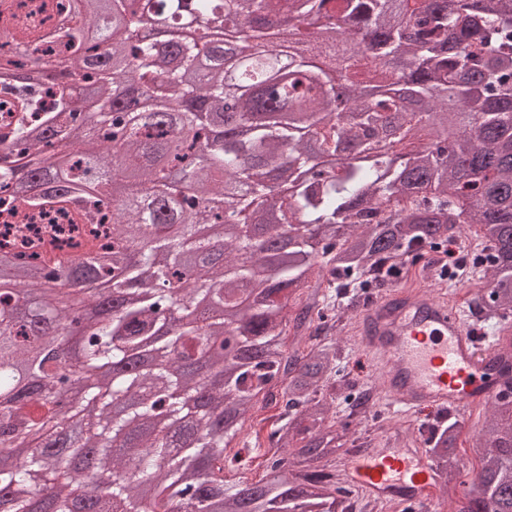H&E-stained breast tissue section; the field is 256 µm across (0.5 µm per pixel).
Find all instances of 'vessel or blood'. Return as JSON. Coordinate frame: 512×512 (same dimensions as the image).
<instances>
[{
  "instance_id": "obj_1",
  "label": "vessel or blood",
  "mask_w": 512,
  "mask_h": 512,
  "mask_svg": "<svg viewBox=\"0 0 512 512\" xmlns=\"http://www.w3.org/2000/svg\"><path fill=\"white\" fill-rule=\"evenodd\" d=\"M355 334L383 367L384 396L404 414L462 413L502 392L496 342L475 336L450 297L390 292L368 303ZM343 476L376 503L409 506L430 503L435 479L426 449L394 443L351 455Z\"/></svg>"
}]
</instances>
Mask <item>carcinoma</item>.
Here are the masks:
<instances>
[{
	"label": "carcinoma",
	"instance_id": "obj_1",
	"mask_svg": "<svg viewBox=\"0 0 512 512\" xmlns=\"http://www.w3.org/2000/svg\"><path fill=\"white\" fill-rule=\"evenodd\" d=\"M151 10L127 19L130 0H65L58 19L36 26L0 0V39L27 42L29 52L0 56V69L29 70L56 61L60 75L90 84L101 110L68 111L51 85L6 91L8 121L1 143L26 159L23 179L0 175V220L65 213L72 225L110 218L107 240L87 237L94 263L73 272L94 284L95 305L81 326L69 298H58L44 274L56 239L36 244L37 259L15 245L13 281L0 284V340L27 363L31 381L0 420L1 444L31 449L26 463L0 470L5 512H113L82 491L79 470L55 449H96L103 472L125 466V437L146 438L136 476L112 483L124 512H337L347 491L325 471L345 447L333 411L341 385L336 325L324 320L331 289L348 288L388 262L425 246L460 238L465 228L492 251L488 290L474 305L484 320L512 321V0H149ZM80 14L81 28L64 23ZM288 20L292 66L283 68L270 43L269 19ZM125 32L107 41L106 20ZM190 18L215 24L209 52L181 35ZM395 60L410 88L362 91L358 67L378 71ZM344 72L346 104L331 74ZM165 85L152 107L140 88ZM453 92V102L442 95ZM184 130L180 147L167 136ZM215 126L223 140L188 190L173 168L191 157ZM122 151L114 162L111 148ZM63 149L64 177L121 192L116 211L96 197L70 207L64 194L40 191L52 178L37 162ZM282 182L283 210L262 199ZM151 184L152 197L142 186ZM224 228V257L210 255L197 225ZM267 225L285 241L270 258L253 249L250 226ZM192 253L210 288L199 303L166 317L171 282ZM45 294L57 304L33 316L15 291ZM307 297L291 318L292 294ZM80 348L86 376L66 375L46 356L27 361L44 318ZM294 335L330 338L310 349H287ZM280 387L283 424L268 439L294 452L269 459V477L224 483L226 441L235 437L253 401ZM492 403L471 453L482 467L463 474L456 422L430 428L428 453L441 487L458 495L455 512H512V373ZM130 414L109 422L112 393ZM166 407L192 441L184 451L140 419ZM155 485L146 502L141 480Z\"/></svg>",
	"mask_w": 512,
	"mask_h": 512
}]
</instances>
